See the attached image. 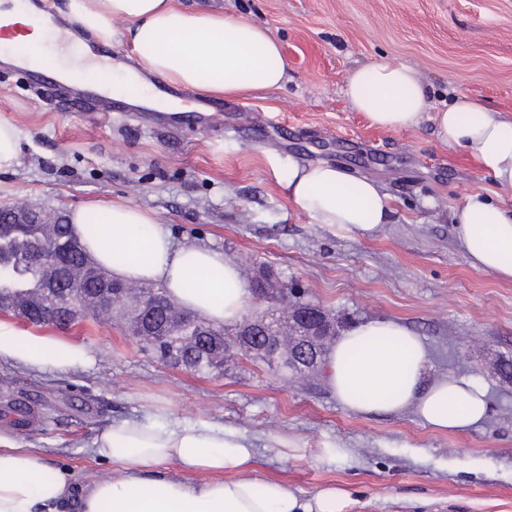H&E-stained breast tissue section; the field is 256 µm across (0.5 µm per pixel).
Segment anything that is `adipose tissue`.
I'll use <instances>...</instances> for the list:
<instances>
[{
	"label": "adipose tissue",
	"mask_w": 512,
	"mask_h": 512,
	"mask_svg": "<svg viewBox=\"0 0 512 512\" xmlns=\"http://www.w3.org/2000/svg\"><path fill=\"white\" fill-rule=\"evenodd\" d=\"M65 15L103 42L128 39L140 66L172 85L234 96L278 87L288 73L287 58L264 28L180 9L172 0H66ZM116 18L127 21L125 33L113 29ZM9 19L27 26L32 63L47 59L57 71L75 76L101 71L75 40L46 53L45 42L55 36L40 23L36 8L12 10ZM346 95L356 111L384 129L416 126L427 106L416 73L399 65L357 68L346 80ZM434 123L442 144L468 151L499 183L512 186V120L463 96L437 110ZM286 185L294 203L320 224L369 233L390 218L376 183L337 166L291 167ZM69 222L78 243L113 276L164 283L180 306L214 324L235 323L253 302L234 259L205 246L175 245L140 207L91 202L73 209ZM95 222L98 232L88 234L87 225ZM453 224L471 267L512 281V210L474 193L455 210ZM119 252L126 261H115ZM192 277L201 282L194 290L184 286ZM1 360L59 371L87 365L92 356L83 344L0 319ZM430 360L424 341L407 327L372 320L337 337L325 356L324 380L337 403L353 414L410 411L437 432H462L483 422L486 389L462 377L428 378ZM94 453L111 470L83 486L69 472L50 470L40 451L0 435V512H344L348 505L346 493L334 487L307 501L281 483L253 477L247 436L206 421L171 424L162 407L152 408L146 419L103 430ZM170 462L180 475L162 473ZM190 473L199 474V481H187Z\"/></svg>",
	"instance_id": "1"
}]
</instances>
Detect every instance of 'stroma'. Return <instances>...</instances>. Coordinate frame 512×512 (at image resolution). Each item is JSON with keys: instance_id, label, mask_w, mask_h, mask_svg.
I'll list each match as a JSON object with an SVG mask.
<instances>
[{"instance_id": "obj_1", "label": "stroma", "mask_w": 512, "mask_h": 512, "mask_svg": "<svg viewBox=\"0 0 512 512\" xmlns=\"http://www.w3.org/2000/svg\"><path fill=\"white\" fill-rule=\"evenodd\" d=\"M265 28L290 66L280 87L223 100L203 123L117 119L70 104L54 87L34 92L25 73L0 67V121L21 136L19 164L0 171V205L33 197L48 211L103 200L150 211L176 244L235 259L244 278L266 266L293 281L341 329L401 322L431 351L430 377L456 374L487 389L490 412L463 433L430 430L410 412L354 415L323 378L289 382L229 364L200 377L158 361L119 319L60 331L87 346L91 365L37 371L0 361V433L42 452L81 483L104 477L96 435L155 406L172 421L207 420L244 433L253 474L309 498L344 490L345 512H512V383L496 365L512 356V282L472 268L452 214L468 195L512 209V187L464 151L440 143L433 112L457 96L512 119V0H173ZM413 68L428 109L408 129H381L346 95L350 72ZM327 162L378 182L392 209L373 233L317 223L294 204L288 164ZM28 401L27 423L6 412Z\"/></svg>"}]
</instances>
